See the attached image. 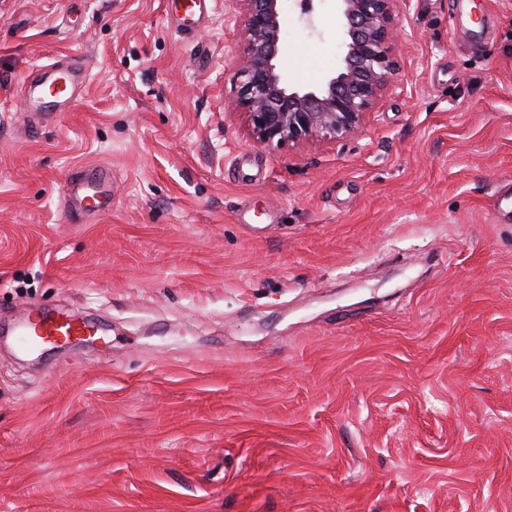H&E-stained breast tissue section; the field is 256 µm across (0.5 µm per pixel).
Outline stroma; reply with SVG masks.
I'll return each mask as SVG.
<instances>
[{
    "instance_id": "1",
    "label": "stroma",
    "mask_w": 512,
    "mask_h": 512,
    "mask_svg": "<svg viewBox=\"0 0 512 512\" xmlns=\"http://www.w3.org/2000/svg\"><path fill=\"white\" fill-rule=\"evenodd\" d=\"M207 7L0 0V512H512V0H415L362 133L275 150L230 106L238 0ZM312 7L297 87L340 61ZM34 308L102 344L29 359ZM86 76L77 62L41 69L31 86L30 97L48 100L49 103L54 102L50 98L59 99L57 103L67 102L78 93Z\"/></svg>"
}]
</instances>
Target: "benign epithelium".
Instances as JSON below:
<instances>
[{"label": "benign epithelium", "instance_id": "1", "mask_svg": "<svg viewBox=\"0 0 512 512\" xmlns=\"http://www.w3.org/2000/svg\"><path fill=\"white\" fill-rule=\"evenodd\" d=\"M243 33L235 105L269 149L358 135L393 88V47L413 0H335L342 18L340 64L313 88H292L275 64L283 36V0H238Z\"/></svg>", "mask_w": 512, "mask_h": 512}]
</instances>
